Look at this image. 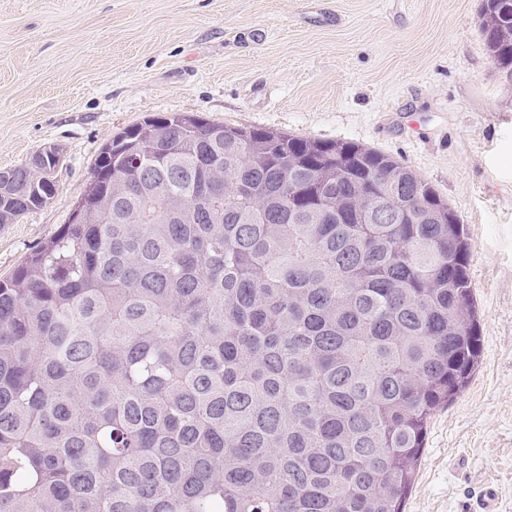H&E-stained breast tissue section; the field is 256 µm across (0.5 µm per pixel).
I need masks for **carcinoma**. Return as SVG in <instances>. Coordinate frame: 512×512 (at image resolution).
Returning a JSON list of instances; mask_svg holds the SVG:
<instances>
[{
  "label": "carcinoma",
  "instance_id": "obj_1",
  "mask_svg": "<svg viewBox=\"0 0 512 512\" xmlns=\"http://www.w3.org/2000/svg\"><path fill=\"white\" fill-rule=\"evenodd\" d=\"M479 30L512 75V0ZM0 279V512H403L481 350L456 212L384 153L188 113ZM55 185L0 169V224Z\"/></svg>",
  "mask_w": 512,
  "mask_h": 512
}]
</instances>
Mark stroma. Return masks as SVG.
I'll list each match as a JSON object with an SVG mask.
<instances>
[{"label":"stroma","instance_id":"35a3bbf8","mask_svg":"<svg viewBox=\"0 0 512 512\" xmlns=\"http://www.w3.org/2000/svg\"><path fill=\"white\" fill-rule=\"evenodd\" d=\"M481 0H0V168L57 192L0 226V277L68 223L101 147L162 112L375 148L464 224L479 363L432 417L405 512H512V82Z\"/></svg>","mask_w":512,"mask_h":512}]
</instances>
